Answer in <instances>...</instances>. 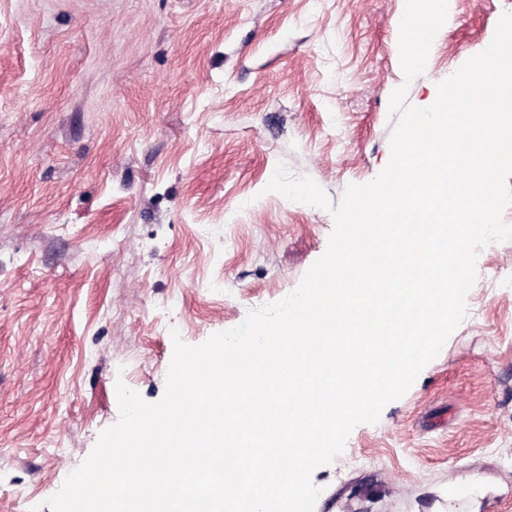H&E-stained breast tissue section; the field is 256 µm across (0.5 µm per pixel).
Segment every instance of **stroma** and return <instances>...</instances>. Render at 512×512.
I'll use <instances>...</instances> for the list:
<instances>
[{
  "mask_svg": "<svg viewBox=\"0 0 512 512\" xmlns=\"http://www.w3.org/2000/svg\"><path fill=\"white\" fill-rule=\"evenodd\" d=\"M405 0H0V512L46 500L190 345L276 302L332 203L387 165ZM512 0H450L407 101L490 44ZM410 390L312 474L315 512H512V240Z\"/></svg>",
  "mask_w": 512,
  "mask_h": 512,
  "instance_id": "stroma-1",
  "label": "stroma"
}]
</instances>
